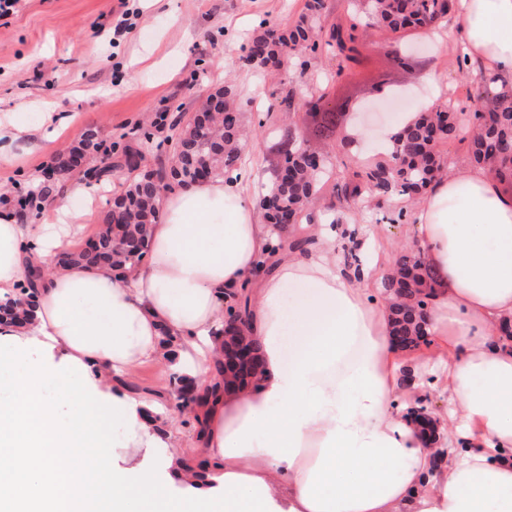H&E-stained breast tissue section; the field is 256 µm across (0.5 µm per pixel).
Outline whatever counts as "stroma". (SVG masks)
Segmentation results:
<instances>
[{
  "label": "stroma",
  "instance_id": "obj_1",
  "mask_svg": "<svg viewBox=\"0 0 512 512\" xmlns=\"http://www.w3.org/2000/svg\"><path fill=\"white\" fill-rule=\"evenodd\" d=\"M303 3L136 0L137 24L116 45L112 22L120 0H20L16 12L0 20V118L25 117L30 130L13 144L12 165L0 166V195L39 175L77 145L86 129L97 130L100 139L117 141L133 125L150 124L161 108L179 105L194 111L204 96L225 86L234 89L244 124L253 130L241 164L255 168L261 181H269L286 123L278 112L263 125L258 117L283 77L257 75L236 67L233 60L262 21L294 20ZM391 41V34L370 30L361 74L336 77L335 60L320 51L309 55L307 70L289 64L287 76H305L314 91L327 88L332 101L351 100L360 107L354 120L372 128L358 143L343 127L324 140L308 107L299 103L292 109L289 124L300 140L319 150L332 149L336 156L306 210V223L319 224L324 216L342 218L356 230L376 235L394 261L414 237L409 223H388L375 211L358 217L340 208L336 184L343 172L356 169L379 150L395 117L391 89L404 90L410 112L433 101L465 103L466 90L454 58L444 49L424 52L422 65L404 68L386 52ZM50 112H67L74 120L45 140L40 127Z\"/></svg>",
  "mask_w": 512,
  "mask_h": 512
}]
</instances>
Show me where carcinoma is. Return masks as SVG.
Returning a JSON list of instances; mask_svg holds the SVG:
<instances>
[{
  "mask_svg": "<svg viewBox=\"0 0 512 512\" xmlns=\"http://www.w3.org/2000/svg\"><path fill=\"white\" fill-rule=\"evenodd\" d=\"M360 22L348 26L322 25L328 13L327 0H304L298 19L290 24L272 26L261 22V31L253 36L245 53L235 64L256 73L282 68V60L293 55L299 45L324 50L336 60V76L362 62L360 48L364 34L372 27H383L391 33L428 29L440 25L454 11V0H353ZM301 98L309 109L320 116V133L332 135L347 114V104L331 103L326 92L310 93L302 85L282 96L273 91L268 96L267 112H283ZM484 115L478 124L468 122L453 102L424 109L394 138L385 153L353 171L336 185L340 204L356 201L374 202L382 206L394 196L416 201L442 175L447 167L444 151L448 145L467 143L470 163L498 176L512 177V91L483 98ZM167 127L173 130L164 142L172 152L171 165L158 163L157 168L139 170V162L154 148V132ZM246 136L234 94L228 87L212 92V101L186 116L181 108L160 112L150 127L134 125L126 137L138 143L114 142L110 162L94 169L97 180L127 176L114 201L126 203L120 220L121 233L112 230V208L104 212L98 230L93 234L92 248L68 253L69 262L103 268L128 270L141 263L150 246L151 226L158 223L157 187L164 181L181 185L208 170L210 178L230 175L238 169L241 143ZM277 152L285 158L288 174L273 170L269 186L260 200L266 222L282 231L283 220L301 223L308 205L321 189L326 171L333 165L329 152H318L296 142L288 131L277 143ZM31 200L27 214L35 216L44 203L57 194V185L46 181L29 182L24 187ZM436 275L423 252L410 248L384 275L381 287L393 297L391 314L394 335L403 337L405 348L415 350L426 343L420 312L430 299ZM250 359L237 368L233 378L247 379L257 373L260 360L257 349L247 343ZM217 378L200 389L176 387L181 407L193 413L197 432L203 421L196 408L215 395L224 380V364L216 365Z\"/></svg>",
  "mask_w": 512,
  "mask_h": 512,
  "instance_id": "cac0c4a2",
  "label": "carcinoma"
}]
</instances>
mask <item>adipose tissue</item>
I'll return each instance as SVG.
<instances>
[{
    "instance_id": "1",
    "label": "adipose tissue",
    "mask_w": 512,
    "mask_h": 512,
    "mask_svg": "<svg viewBox=\"0 0 512 512\" xmlns=\"http://www.w3.org/2000/svg\"><path fill=\"white\" fill-rule=\"evenodd\" d=\"M448 47L512 89V0H457ZM250 179L165 193L146 260L121 275L53 268L89 218V186L38 224L0 215V302L31 258L49 269L28 320L0 324V512H135L133 491L160 486L193 512H512V193L452 165L420 202H391L437 274L428 381L374 293L388 262L345 266L320 229L306 250L276 249ZM234 295L262 370L202 407V433L182 431L120 380L166 360L181 384L209 382ZM428 389L447 402L429 445L406 413ZM86 404L121 428L118 449L98 447Z\"/></svg>"
}]
</instances>
